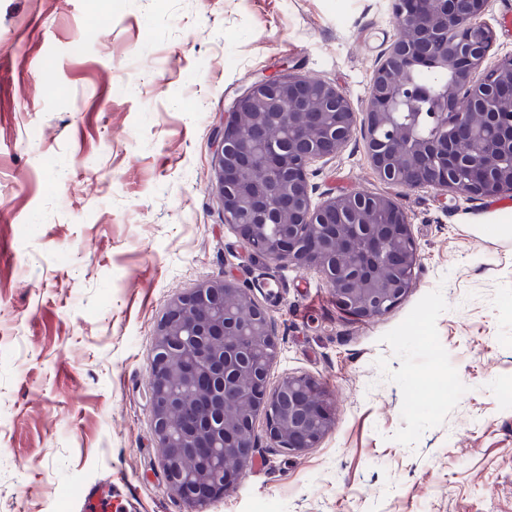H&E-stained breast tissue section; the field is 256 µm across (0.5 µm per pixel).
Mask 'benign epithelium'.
Instances as JSON below:
<instances>
[{"mask_svg": "<svg viewBox=\"0 0 512 512\" xmlns=\"http://www.w3.org/2000/svg\"><path fill=\"white\" fill-rule=\"evenodd\" d=\"M488 0H391L397 33L377 68L366 108L368 153L380 177L402 188L435 187L477 199L512 192V54L486 66L495 32ZM441 68L454 79L421 134L394 117L421 86L406 72ZM355 111L335 85L292 72L256 80L224 124L216 192L252 251L321 271L338 304L373 319L414 285L419 253L391 196L345 193L312 205L310 165L351 136ZM279 352L252 290L225 279L172 299L151 356L149 408L169 488L201 512L253 463L254 424L290 454L316 448L335 424L321 385L288 375L268 388Z\"/></svg>", "mask_w": 512, "mask_h": 512, "instance_id": "obj_1", "label": "benign epithelium"}]
</instances>
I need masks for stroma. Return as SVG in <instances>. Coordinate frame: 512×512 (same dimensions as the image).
<instances>
[{"mask_svg": "<svg viewBox=\"0 0 512 512\" xmlns=\"http://www.w3.org/2000/svg\"><path fill=\"white\" fill-rule=\"evenodd\" d=\"M389 0H0V512H63L113 477L139 512L167 487L148 404L170 300L214 279L253 290L335 425L289 455L259 438L203 512H512V237L483 233L512 193L401 189L364 135ZM291 72L336 85L354 130L313 203L395 197L420 266L359 319L313 270L256 257L224 222L215 158L237 98Z\"/></svg>", "mask_w": 512, "mask_h": 512, "instance_id": "35a3bbf8", "label": "stroma"}]
</instances>
